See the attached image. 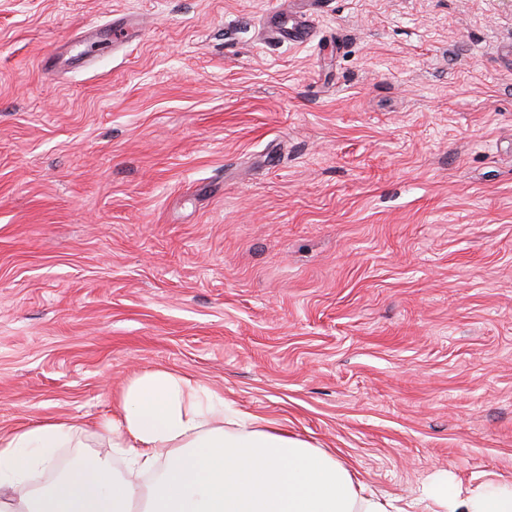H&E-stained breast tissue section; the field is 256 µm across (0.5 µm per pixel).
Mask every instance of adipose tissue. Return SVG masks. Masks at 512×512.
Returning <instances> with one entry per match:
<instances>
[{
	"instance_id": "1",
	"label": "adipose tissue",
	"mask_w": 512,
	"mask_h": 512,
	"mask_svg": "<svg viewBox=\"0 0 512 512\" xmlns=\"http://www.w3.org/2000/svg\"><path fill=\"white\" fill-rule=\"evenodd\" d=\"M97 425L103 453L76 456L42 489L28 477L54 468L72 425L1 433L0 512H406L366 494L333 454L169 369L136 373ZM113 451L125 455L127 475H114ZM151 471L153 482L137 483ZM419 500L433 512H512V481L465 490L435 473Z\"/></svg>"
}]
</instances>
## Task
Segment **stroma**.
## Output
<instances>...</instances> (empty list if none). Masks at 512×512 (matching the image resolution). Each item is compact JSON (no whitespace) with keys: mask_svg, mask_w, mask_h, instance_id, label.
<instances>
[{"mask_svg":"<svg viewBox=\"0 0 512 512\" xmlns=\"http://www.w3.org/2000/svg\"><path fill=\"white\" fill-rule=\"evenodd\" d=\"M154 368L389 499L512 480V0H0V430ZM266 25L272 29V32L278 38H297L301 35L299 23L294 22L288 27V16H286L279 7H276L267 18Z\"/></svg>","mask_w":512,"mask_h":512,"instance_id":"obj_1","label":"stroma"}]
</instances>
